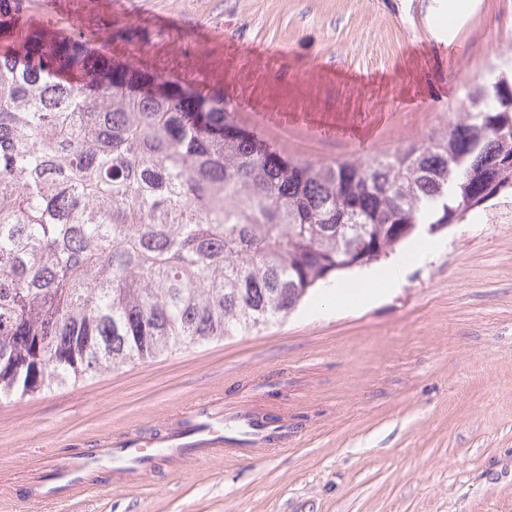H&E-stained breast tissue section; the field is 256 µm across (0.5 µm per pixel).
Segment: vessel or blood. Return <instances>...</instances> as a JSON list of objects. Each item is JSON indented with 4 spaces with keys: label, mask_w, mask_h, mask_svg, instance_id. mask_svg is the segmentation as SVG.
<instances>
[{
    "label": "vessel or blood",
    "mask_w": 512,
    "mask_h": 512,
    "mask_svg": "<svg viewBox=\"0 0 512 512\" xmlns=\"http://www.w3.org/2000/svg\"><path fill=\"white\" fill-rule=\"evenodd\" d=\"M59 15H62L61 0H39L34 11L22 13L20 22L26 26H37ZM66 17L71 29L83 32L95 43H102L103 36L99 28L92 23L87 13L75 7ZM248 419V414L240 415L237 424L240 437L232 439L225 434L226 418L221 400L205 398L190 414L181 415L165 431L147 440L127 438L116 442L103 438L97 441L95 449L89 454L64 457L55 464L51 482L35 483L31 494L41 501L61 499L89 484L97 468L105 465L131 478H145L149 466L163 459L171 443L184 444L188 455L201 457H232L240 450L258 453L287 443V418H280L260 433L250 432Z\"/></svg>",
    "instance_id": "b4317fda"
}]
</instances>
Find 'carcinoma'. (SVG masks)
I'll return each instance as SVG.
<instances>
[{
  "label": "carcinoma",
  "instance_id": "cac0c4a2",
  "mask_svg": "<svg viewBox=\"0 0 512 512\" xmlns=\"http://www.w3.org/2000/svg\"><path fill=\"white\" fill-rule=\"evenodd\" d=\"M31 4L0 0L1 39ZM26 43L0 54V400L258 329L512 192V67L425 140L316 163L81 34Z\"/></svg>",
  "mask_w": 512,
  "mask_h": 512
}]
</instances>
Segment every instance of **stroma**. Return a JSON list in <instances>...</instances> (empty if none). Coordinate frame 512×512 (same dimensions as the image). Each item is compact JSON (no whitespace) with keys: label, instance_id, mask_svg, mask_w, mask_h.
<instances>
[{"label":"stroma","instance_id":"stroma-1","mask_svg":"<svg viewBox=\"0 0 512 512\" xmlns=\"http://www.w3.org/2000/svg\"><path fill=\"white\" fill-rule=\"evenodd\" d=\"M96 18L112 55L210 67L240 126L329 162L423 139L512 60V0H131ZM176 16V39L143 26ZM369 304L320 289L248 334L0 401V512H512V196L434 233ZM288 416L285 448L97 474L60 502L32 484L96 438L146 435L201 395Z\"/></svg>","mask_w":512,"mask_h":512}]
</instances>
